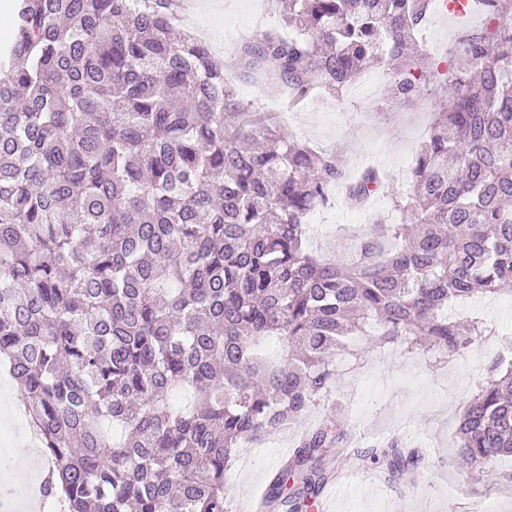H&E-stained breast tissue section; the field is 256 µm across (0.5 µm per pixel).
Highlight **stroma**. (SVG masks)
<instances>
[{"label": "stroma", "mask_w": 512, "mask_h": 512, "mask_svg": "<svg viewBox=\"0 0 512 512\" xmlns=\"http://www.w3.org/2000/svg\"><path fill=\"white\" fill-rule=\"evenodd\" d=\"M261 0H181V29L202 33L212 54L224 65V78L235 88L243 119L285 125L294 139L314 148L340 154L347 180L369 167L390 175L391 189L406 185L420 147L428 140L438 110L442 82L454 76L447 47L462 32L481 27L484 17L472 10L466 17L426 16L416 37L431 55L426 89L395 111L387 98L389 77L368 69L342 93L315 91L299 108L286 110L283 84L270 70L254 73L237 63L243 42L279 26L275 7ZM334 204L310 214L308 245L327 258L346 249L337 239L340 224L395 222L388 199L374 198L351 207L344 186L332 192ZM479 313L500 330L512 331V294L476 298L451 307L454 319ZM496 337L465 353L440 357L407 344L386 346L370 354L333 355L340 376L331 394L312 405L299 423L276 432L253 446L256 465L231 466L226 475L225 502L229 512H255L266 492L267 478L296 446L305 426L336 417L348 429L351 451L394 436L405 438L419 452L415 481L393 476L381 468L337 467L334 456L324 466L335 468V500L331 512H512V493L496 485L495 476L512 469V457L484 465L485 477L459 456L456 427L464 408L485 378V368L499 351Z\"/></svg>", "instance_id": "1"}]
</instances>
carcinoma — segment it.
<instances>
[{
	"label": "carcinoma",
	"instance_id": "1",
	"mask_svg": "<svg viewBox=\"0 0 512 512\" xmlns=\"http://www.w3.org/2000/svg\"><path fill=\"white\" fill-rule=\"evenodd\" d=\"M486 25L460 36L431 136L397 219L350 226L353 255L322 262L307 216L333 205L339 154L281 126L234 124L224 66L179 26V0H17L0 47V364L52 462L58 512H224L243 442L298 421L336 382L330 354L354 340H425L460 355L512 334L448 306L512 283V0H474ZM426 0H288V39L242 49L291 94L342 92L390 62L389 95L416 97ZM346 185L363 207L387 187ZM277 337L284 356L257 354ZM178 388L194 392L178 411ZM121 427L116 440L104 424ZM459 455L512 457V359L469 401ZM346 436L327 418L270 478L261 512H306ZM415 479L399 437L361 452Z\"/></svg>",
	"mask_w": 512,
	"mask_h": 512
}]
</instances>
